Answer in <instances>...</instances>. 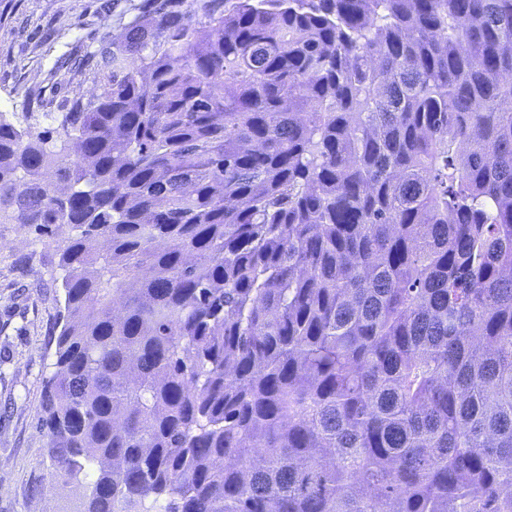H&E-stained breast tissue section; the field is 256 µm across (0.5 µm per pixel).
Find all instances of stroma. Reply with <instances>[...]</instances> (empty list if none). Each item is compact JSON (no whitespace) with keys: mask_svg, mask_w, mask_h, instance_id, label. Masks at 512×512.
<instances>
[{"mask_svg":"<svg viewBox=\"0 0 512 512\" xmlns=\"http://www.w3.org/2000/svg\"><path fill=\"white\" fill-rule=\"evenodd\" d=\"M0 0V112L44 132L72 98L100 93L79 58L118 37L133 0ZM69 229L41 236L0 224V512H63L89 490L53 469L35 425L55 370L63 291L58 247Z\"/></svg>","mask_w":512,"mask_h":512,"instance_id":"1","label":"stroma"}]
</instances>
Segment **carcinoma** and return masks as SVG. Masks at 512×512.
<instances>
[{
	"instance_id": "1",
	"label": "carcinoma",
	"mask_w": 512,
	"mask_h": 512,
	"mask_svg": "<svg viewBox=\"0 0 512 512\" xmlns=\"http://www.w3.org/2000/svg\"><path fill=\"white\" fill-rule=\"evenodd\" d=\"M145 2L55 134L0 113L84 512H512V0Z\"/></svg>"
}]
</instances>
